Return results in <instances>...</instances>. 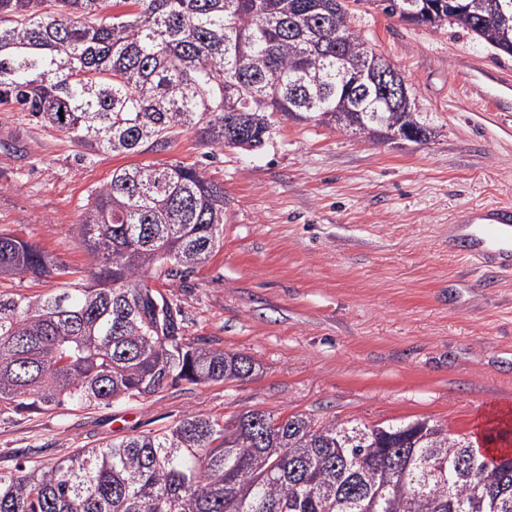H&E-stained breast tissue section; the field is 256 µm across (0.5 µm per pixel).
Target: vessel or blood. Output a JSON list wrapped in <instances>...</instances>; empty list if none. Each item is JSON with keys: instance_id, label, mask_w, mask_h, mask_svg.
I'll list each match as a JSON object with an SVG mask.
<instances>
[{"instance_id": "vessel-or-blood-1", "label": "vessel or blood", "mask_w": 512, "mask_h": 512, "mask_svg": "<svg viewBox=\"0 0 512 512\" xmlns=\"http://www.w3.org/2000/svg\"><path fill=\"white\" fill-rule=\"evenodd\" d=\"M459 221L474 227L461 250L462 255L477 267L512 274V250L503 247L504 242H512V207L479 206L460 216Z\"/></svg>"}]
</instances>
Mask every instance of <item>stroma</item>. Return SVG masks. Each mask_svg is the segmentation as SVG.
<instances>
[{"mask_svg": "<svg viewBox=\"0 0 512 512\" xmlns=\"http://www.w3.org/2000/svg\"><path fill=\"white\" fill-rule=\"evenodd\" d=\"M355 32L409 82L433 134L371 141L284 118L257 153L211 150L195 130L141 155H88L0 102V229L86 275L89 192L114 169L180 161L222 185L224 243L193 272L149 284L182 310L184 342L244 354L245 380L166 386L92 409L0 412V473L158 433L189 414L248 411L368 425L427 419L482 438L512 414V277L449 253L456 214L512 202V56L446 23L346 0Z\"/></svg>", "mask_w": 512, "mask_h": 512, "instance_id": "obj_1", "label": "stroma"}]
</instances>
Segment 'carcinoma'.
I'll return each mask as SVG.
<instances>
[{"label":"carcinoma","mask_w":512,"mask_h":512,"mask_svg":"<svg viewBox=\"0 0 512 512\" xmlns=\"http://www.w3.org/2000/svg\"><path fill=\"white\" fill-rule=\"evenodd\" d=\"M112 7L132 12L105 13ZM512 55V0H435L434 15ZM472 11H467L468 6ZM499 17L477 28L473 12ZM345 0H0V99L90 151L142 154L185 128L217 150L261 149L296 117L370 139L428 140L416 107L392 109L364 70ZM224 187L180 162L121 167L94 188L79 244L88 282L48 296L0 294V411L89 409L163 384L250 377L240 353L181 343L179 310L148 278L182 276L223 246ZM71 271L0 231V275ZM0 512H512L500 461L428 420L365 424L190 414L168 430L0 473Z\"/></svg>","instance_id":"obj_1"}]
</instances>
